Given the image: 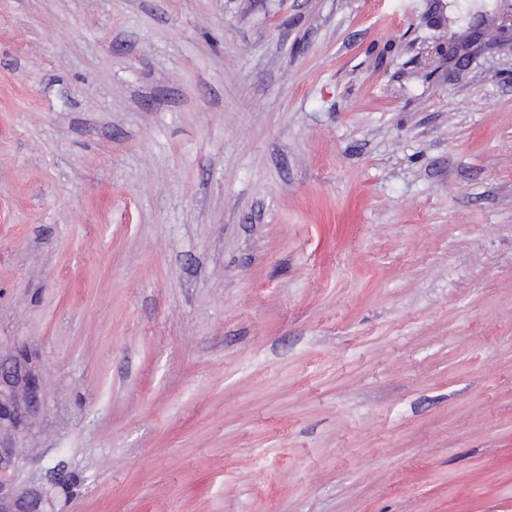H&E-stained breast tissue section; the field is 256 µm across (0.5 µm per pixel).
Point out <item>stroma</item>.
<instances>
[{"label": "stroma", "mask_w": 512, "mask_h": 512, "mask_svg": "<svg viewBox=\"0 0 512 512\" xmlns=\"http://www.w3.org/2000/svg\"><path fill=\"white\" fill-rule=\"evenodd\" d=\"M512 0H0V443L55 512H512ZM41 391L40 375L29 360L0 354V432L21 421L30 411L23 403H32Z\"/></svg>", "instance_id": "35a3bbf8"}]
</instances>
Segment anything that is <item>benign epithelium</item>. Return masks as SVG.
<instances>
[{
  "label": "benign epithelium",
  "instance_id": "benign-epithelium-1",
  "mask_svg": "<svg viewBox=\"0 0 512 512\" xmlns=\"http://www.w3.org/2000/svg\"><path fill=\"white\" fill-rule=\"evenodd\" d=\"M42 391L39 373L31 362L0 357V429L21 421ZM26 449L0 443V512H53L52 499L36 488H22L17 474Z\"/></svg>",
  "mask_w": 512,
  "mask_h": 512
}]
</instances>
